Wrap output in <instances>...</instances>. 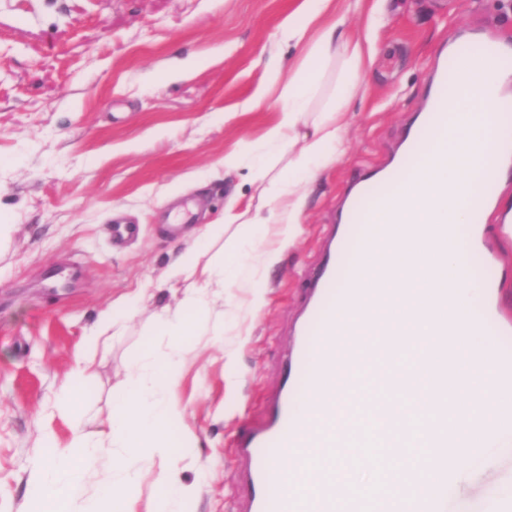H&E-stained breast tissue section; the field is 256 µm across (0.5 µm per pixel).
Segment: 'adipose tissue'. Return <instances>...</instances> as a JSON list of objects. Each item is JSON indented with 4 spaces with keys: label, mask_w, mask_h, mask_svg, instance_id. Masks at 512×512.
<instances>
[{
    "label": "adipose tissue",
    "mask_w": 512,
    "mask_h": 512,
    "mask_svg": "<svg viewBox=\"0 0 512 512\" xmlns=\"http://www.w3.org/2000/svg\"><path fill=\"white\" fill-rule=\"evenodd\" d=\"M334 0H302L282 24V32L295 42H309L301 65L289 76L273 70L269 88L257 90V99L276 92L278 117L265 132L263 142L272 153L255 165H247L243 153L224 156V171L232 173L250 167L261 183L265 208L251 210L229 200L224 221L201 227L194 248L180 253L170 267L173 283H184L178 306L159 317L161 335L169 339L165 352L146 353L130 365L124 382L113 395L104 428L92 433L77 432L71 446H58L53 435H45L30 461L28 496L37 512H135L136 493L143 470L154 472L157 489L155 512H181L191 488L178 478L179 462L190 449L189 442L173 445L168 429L183 409L176 390L183 375L186 355L181 337L204 333L220 336L224 328L212 318V308L224 296V286L245 268L239 256L228 255L218 264H200L196 249L222 237L224 230L237 226L250 238L267 224L295 226L300 221L305 197L297 188L335 161L343 152L346 133L345 103L360 85L373 57L369 40L347 33L332 10ZM343 61V76L332 101L325 105L313 126H306L305 114L311 95L332 59ZM288 157L287 177L267 181L276 154ZM146 290L114 300L104 310L92 334L86 336L75 355V367L60 394L68 408L81 403L93 375V352L138 309ZM110 449L109 466L97 470V490L85 495L84 481L103 449Z\"/></svg>",
    "instance_id": "adipose-tissue-1"
}]
</instances>
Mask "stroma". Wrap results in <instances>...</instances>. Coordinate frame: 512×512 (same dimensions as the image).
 I'll use <instances>...</instances> for the list:
<instances>
[{
	"label": "stroma",
	"instance_id": "1",
	"mask_svg": "<svg viewBox=\"0 0 512 512\" xmlns=\"http://www.w3.org/2000/svg\"><path fill=\"white\" fill-rule=\"evenodd\" d=\"M301 0H0V512H30L27 465L51 432L68 445L76 423L59 401L74 355L112 299L150 284V299L99 346L81 409L85 430L106 418L114 387L148 351L163 349L156 319L179 298L170 264L187 242L166 226L174 204L197 202L196 221L218 224L237 197L258 206L249 169L225 174V153L264 152L274 98L249 103L266 60L299 65L307 44L281 25ZM380 21L337 0L345 29L375 46L350 98L345 149L301 184L300 233L266 225L243 246L276 259L258 284L229 281L220 336H188L178 400L197 446L180 464L198 492L183 512H242L249 494L236 444L265 419L330 224L350 186L396 152L425 100L429 73L451 35L473 29L512 39V0H370ZM137 225L113 243V221ZM261 307H254V300ZM232 365H225V355ZM474 476L449 488L448 512H480L512 484V452L476 458Z\"/></svg>",
	"mask_w": 512,
	"mask_h": 512
}]
</instances>
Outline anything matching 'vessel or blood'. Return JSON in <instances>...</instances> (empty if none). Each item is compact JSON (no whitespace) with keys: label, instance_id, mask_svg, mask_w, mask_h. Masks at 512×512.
Listing matches in <instances>:
<instances>
[{"label":"vessel or blood","instance_id":"1","mask_svg":"<svg viewBox=\"0 0 512 512\" xmlns=\"http://www.w3.org/2000/svg\"><path fill=\"white\" fill-rule=\"evenodd\" d=\"M432 81L434 91L409 125L398 160L351 186L340 211L339 222L327 240L323 262L308 279V294L296 330L295 344L285 360L282 388L268 406L264 426L241 442L237 449L241 476L250 489L247 512H303L307 508L283 493L281 474L273 464V457L278 449L298 443L308 422V415L302 409L305 397L323 387L330 362L321 342L334 331L337 285L348 279L360 251L379 249L386 241L378 227H364L369 207L389 195L404 170L405 162L415 159L428 146L437 124L443 120V103L457 88L458 75L449 69L447 55H440ZM499 164V159L495 158L487 166L473 200L471 223H483V209L495 198ZM467 265L488 269L484 284L494 287L495 278L491 271L496 267V258L489 241H473ZM491 341L496 350L497 380L512 381V327L499 326ZM414 508L416 512H447V484L420 493Z\"/></svg>","mask_w":512,"mask_h":512}]
</instances>
